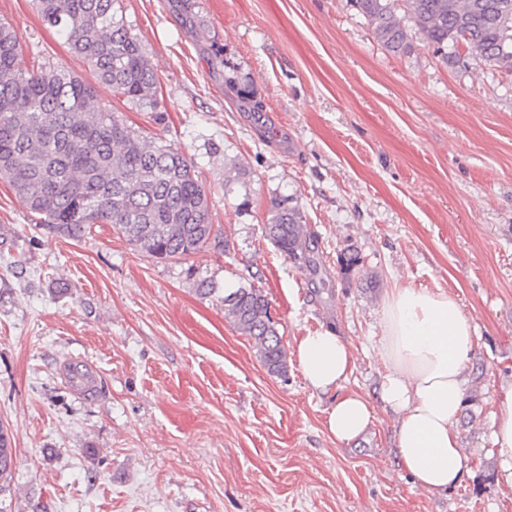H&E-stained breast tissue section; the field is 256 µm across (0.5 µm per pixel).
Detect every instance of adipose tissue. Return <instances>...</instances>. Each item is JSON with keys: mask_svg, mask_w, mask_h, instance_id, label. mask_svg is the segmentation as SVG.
I'll list each match as a JSON object with an SVG mask.
<instances>
[{"mask_svg": "<svg viewBox=\"0 0 512 512\" xmlns=\"http://www.w3.org/2000/svg\"><path fill=\"white\" fill-rule=\"evenodd\" d=\"M472 346V327L453 296L411 286L387 294L377 340L386 368L381 401L399 417L400 466L414 485L437 496L458 485L466 470L453 421L463 408V369ZM295 356L313 390L337 393L326 410L329 435L345 444L362 437L374 407L364 395L343 389L355 368L348 346L332 331H310L297 339ZM491 437L512 480V388L503 393Z\"/></svg>", "mask_w": 512, "mask_h": 512, "instance_id": "ef3b65f1", "label": "adipose tissue"}]
</instances>
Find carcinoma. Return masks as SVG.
I'll list each match as a JSON object with an SVG mask.
<instances>
[{
    "label": "carcinoma",
    "instance_id": "cac0c4a2",
    "mask_svg": "<svg viewBox=\"0 0 512 512\" xmlns=\"http://www.w3.org/2000/svg\"><path fill=\"white\" fill-rule=\"evenodd\" d=\"M55 31L96 79L138 109L160 107L157 74L139 35L118 15V0H36ZM393 53L411 49L398 11L435 52L475 51L489 67L512 72V0H351ZM0 179L51 234L79 240L110 224L160 260L188 258L211 242L208 198L184 153L148 142L101 104L95 87L62 65L30 68L14 28L0 24ZM265 236L309 275L327 280L318 236L288 197L271 202ZM224 318L248 336L271 374L286 372L287 353L262 289L224 295ZM0 430V493L10 486L13 448Z\"/></svg>",
    "mask_w": 512,
    "mask_h": 512
}]
</instances>
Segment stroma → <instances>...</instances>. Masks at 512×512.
<instances>
[{"label": "stroma", "instance_id": "obj_1", "mask_svg": "<svg viewBox=\"0 0 512 512\" xmlns=\"http://www.w3.org/2000/svg\"><path fill=\"white\" fill-rule=\"evenodd\" d=\"M122 0L160 81L163 117L98 86L148 140L195 166L225 242L160 261L111 225L81 240L45 233L0 181V427L16 450L0 512H512L491 444L512 384V72L474 51L444 60L420 32L395 55L349 0ZM31 65L92 70L41 22L34 0H0ZM265 107L263 131L236 88ZM287 196L319 237L328 288L263 236ZM360 266L342 274L346 249ZM218 293L204 297L200 282ZM263 289L286 351L331 330L356 367L346 390L375 402L357 441L329 437L332 394L296 361L267 371L224 318L222 291ZM455 297L475 330L454 420L468 470L448 495L397 462L377 351L387 293ZM93 363L99 395L58 374Z\"/></svg>", "mask_w": 512, "mask_h": 512}]
</instances>
